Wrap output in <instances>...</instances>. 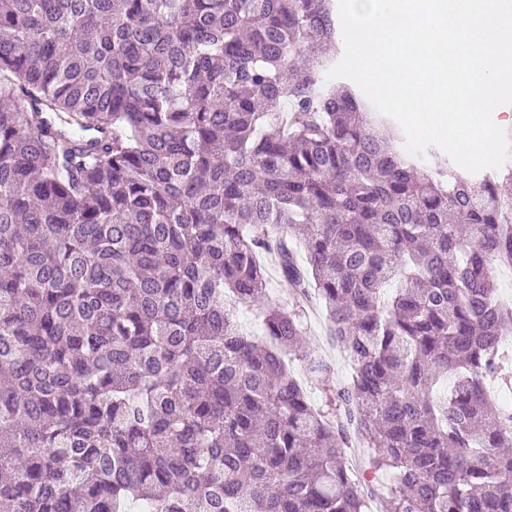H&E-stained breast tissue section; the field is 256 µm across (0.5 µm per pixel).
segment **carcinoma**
I'll return each mask as SVG.
<instances>
[{
    "mask_svg": "<svg viewBox=\"0 0 512 512\" xmlns=\"http://www.w3.org/2000/svg\"><path fill=\"white\" fill-rule=\"evenodd\" d=\"M338 41L333 0H0L11 512H370L355 437L382 512H512V168L409 154ZM270 251L351 363L325 411ZM266 272L269 299L275 303L288 304V307L292 308L296 304L297 299L290 288L279 277L274 264L266 265ZM237 318L242 329L256 339H264V326L256 311L249 306H239ZM375 453L374 448H367L366 445H355L352 444L351 448L347 449L346 457L349 463L353 460H361L364 462L365 467L367 466L368 457ZM365 467H361V471L368 478H372L371 486L374 489V500L376 501V507L373 512L379 511V501L383 497L391 486L393 477L391 471L380 470L376 473L367 470Z\"/></svg>",
    "mask_w": 512,
    "mask_h": 512,
    "instance_id": "cac0c4a2",
    "label": "carcinoma"
}]
</instances>
